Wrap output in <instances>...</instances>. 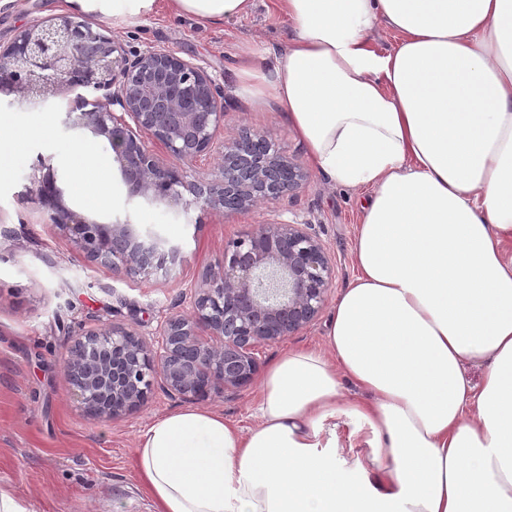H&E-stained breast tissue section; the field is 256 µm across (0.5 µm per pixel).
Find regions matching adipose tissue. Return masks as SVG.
<instances>
[{"label":"adipose tissue","mask_w":512,"mask_h":512,"mask_svg":"<svg viewBox=\"0 0 512 512\" xmlns=\"http://www.w3.org/2000/svg\"><path fill=\"white\" fill-rule=\"evenodd\" d=\"M272 2L293 35L244 49L236 82L368 191L357 275L324 349L267 368L253 426L189 407L140 434L156 512H512V0ZM67 3L118 25L157 6ZM168 7L209 26L254 0Z\"/></svg>","instance_id":"ef3b65f1"}]
</instances>
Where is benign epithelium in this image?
Masks as SVG:
<instances>
[{"label": "benign epithelium", "instance_id": "benign-epithelium-1", "mask_svg": "<svg viewBox=\"0 0 512 512\" xmlns=\"http://www.w3.org/2000/svg\"><path fill=\"white\" fill-rule=\"evenodd\" d=\"M0 84L31 102L63 113L65 129H87L104 138L132 196L174 209L189 205L182 186L203 206L235 214L258 200L296 191L306 173L264 135L222 142L224 88L204 67L170 52H130L70 16L36 20L0 49ZM104 90L105 102L79 111L55 102L62 87ZM156 144L182 162L222 157L221 176L184 181L178 170L157 164ZM37 180L49 220L67 233L90 261L128 274L175 260L177 249L143 234L130 221L104 224L60 205L51 159L40 158ZM331 259L308 224H260L229 240L224 261L206 280L189 319L160 326V351L133 330L108 327L76 337L63 359L67 378L84 408L116 418L146 400L155 376L186 401L251 385L258 372L256 347L300 331L321 312L332 281Z\"/></svg>", "mask_w": 512, "mask_h": 512}]
</instances>
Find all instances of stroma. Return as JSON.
<instances>
[{
  "label": "stroma",
  "instance_id": "1",
  "mask_svg": "<svg viewBox=\"0 0 512 512\" xmlns=\"http://www.w3.org/2000/svg\"><path fill=\"white\" fill-rule=\"evenodd\" d=\"M63 0H9L0 7V44L9 45L33 20L64 14ZM94 32L127 50L171 51L205 67L224 88L221 137L242 132L267 135L287 156L306 166L295 192L261 201L232 217L190 204L173 210L129 197L120 170L101 137L87 130L61 133L57 113L16 92H0V117L20 116L42 124L28 138L21 158L0 164V485L36 502L39 512H154L135 467L140 433L183 400L153 388L138 409L116 419L87 412L69 389L63 358L82 331L103 326L135 329L149 343L167 319L189 314L209 270L224 257L225 243L261 224L311 225L333 264L331 290L318 317L284 340L257 348L260 368L297 349L325 341L326 324L342 290L355 277L353 247L360 220L357 194L330 187L308 168L306 151L274 100L236 90L235 69L243 46L281 51L292 30L271 0H256L246 18L201 27L167 12L115 26L111 17L74 13ZM93 149L106 159L109 200L95 201L71 176L69 150ZM53 157L64 206L109 223L127 219L143 232L180 246L177 263L129 275L88 261L75 243L48 221L35 200L30 177L38 154ZM258 385L210 394L199 408L248 427Z\"/></svg>",
  "mask_w": 512,
  "mask_h": 512
}]
</instances>
